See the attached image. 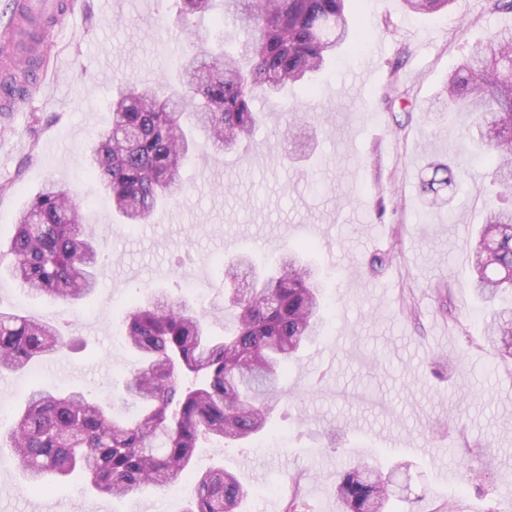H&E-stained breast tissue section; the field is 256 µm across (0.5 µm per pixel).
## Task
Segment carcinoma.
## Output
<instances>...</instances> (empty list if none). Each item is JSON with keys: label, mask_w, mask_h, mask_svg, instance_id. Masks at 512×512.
<instances>
[{"label": "carcinoma", "mask_w": 512, "mask_h": 512, "mask_svg": "<svg viewBox=\"0 0 512 512\" xmlns=\"http://www.w3.org/2000/svg\"><path fill=\"white\" fill-rule=\"evenodd\" d=\"M348 0H224L220 22L239 30L230 50L203 49L176 59L182 88L132 82L110 106L112 122L89 149V173L112 199L124 224H147L163 203L185 188L182 171L197 143L222 151L247 138L261 121L257 95L281 97L302 84L316 94L313 77L354 50L360 29ZM416 13L444 10L451 0H403ZM186 30L213 0H176ZM398 67L390 71L388 106L407 103ZM438 104L467 112L480 128L492 183L508 205L487 209L472 248V287L492 303L512 288V35L491 34L448 78ZM455 183L450 165L435 166L420 193L440 208L442 191ZM95 234L85 223L78 193L48 183L20 212L5 253L20 287L33 295L78 303L98 282ZM303 244L284 252L274 269L237 296L235 327L216 337L204 309L151 288L127 314L125 341L139 358L125 381L123 403L141 407L132 422L114 419L110 404L87 391L29 393L0 449H8L31 490L75 478L112 497L133 500L146 485L188 479L184 512H237L245 491L236 475L212 465L200 469L203 440L221 445L249 440L268 428L269 404L279 378L301 347L321 336L327 305L303 262ZM485 338L512 358V312L490 310ZM51 323L0 309V375L15 374L66 346ZM389 480L364 463L336 476L340 512H385Z\"/></svg>", "instance_id": "carcinoma-1"}]
</instances>
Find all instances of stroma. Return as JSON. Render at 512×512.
I'll return each mask as SVG.
<instances>
[{
    "label": "stroma",
    "mask_w": 512,
    "mask_h": 512,
    "mask_svg": "<svg viewBox=\"0 0 512 512\" xmlns=\"http://www.w3.org/2000/svg\"><path fill=\"white\" fill-rule=\"evenodd\" d=\"M82 0L69 22L75 39L49 46L50 79L39 97L0 112V240L47 179L75 190L101 244L96 293L79 305L30 296L0 261V307L17 309L85 343L64 348L20 375L0 377V403L17 409L38 386L82 388L115 399L136 358L124 317L144 289L203 305L212 335L231 316L221 264L248 252L256 272L282 248L310 241L306 259L330 307L323 336L288 363L269 432L221 448L203 442L196 464H219L246 490L240 512H285L299 494L307 512H338V472L364 460L392 476L387 512H512V359L482 342L484 304L471 283L470 251L497 188L484 155L463 135L468 113L431 110L449 72L489 33L512 30V12L485 0H452L447 10L407 14L402 0H353L362 38L302 87L277 101L252 140L192 157L186 189L150 223L129 226L88 175L86 149L110 122L113 93L132 81L173 84L174 51L233 49L235 32L213 16L185 30L175 0ZM407 44L409 57L397 56ZM399 65L413 104L397 129L384 101ZM306 116L305 149L280 134L290 113ZM459 172L448 206L426 212L420 180L435 163ZM383 252L391 260L370 271ZM450 290L451 312L441 309ZM180 484L133 500L80 491L76 482L26 489L0 452V512H183Z\"/></svg>",
    "instance_id": "1"
}]
</instances>
